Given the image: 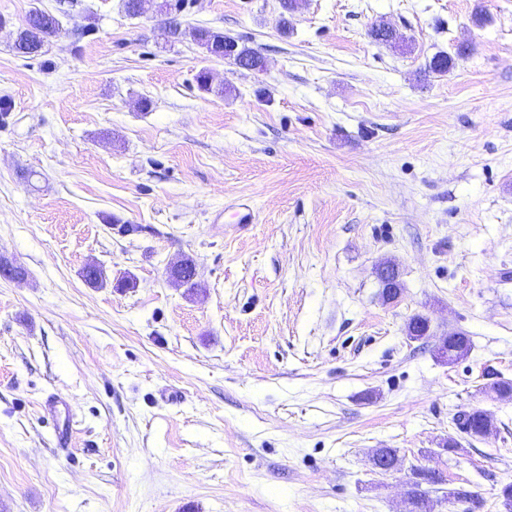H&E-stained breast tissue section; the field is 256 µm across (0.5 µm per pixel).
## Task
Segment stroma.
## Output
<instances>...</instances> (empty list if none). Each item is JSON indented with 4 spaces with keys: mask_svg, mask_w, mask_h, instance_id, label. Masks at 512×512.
Listing matches in <instances>:
<instances>
[{
    "mask_svg": "<svg viewBox=\"0 0 512 512\" xmlns=\"http://www.w3.org/2000/svg\"><path fill=\"white\" fill-rule=\"evenodd\" d=\"M282 4L184 11L258 72L166 41L154 0H76L62 23L92 34L26 59L18 29L58 2L0 0V257L26 270L0 281V512H406L414 490L505 512L512 0ZM186 259L193 289L170 275ZM474 409L487 438L455 425ZM458 335V336H456ZM441 348L448 351V362L466 356L471 349V340L465 333H456L442 341Z\"/></svg>",
    "mask_w": 512,
    "mask_h": 512,
    "instance_id": "35a3bbf8",
    "label": "stroma"
}]
</instances>
